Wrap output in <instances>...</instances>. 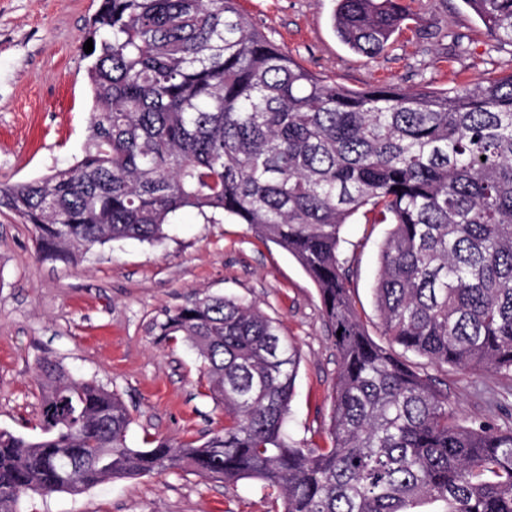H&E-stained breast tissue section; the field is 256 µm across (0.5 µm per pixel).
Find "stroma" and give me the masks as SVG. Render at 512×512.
I'll use <instances>...</instances> for the list:
<instances>
[{
    "label": "stroma",
    "mask_w": 512,
    "mask_h": 512,
    "mask_svg": "<svg viewBox=\"0 0 512 512\" xmlns=\"http://www.w3.org/2000/svg\"><path fill=\"white\" fill-rule=\"evenodd\" d=\"M411 18L377 59L336 36L337 0H239V9L303 67L350 89L394 85L446 90L512 74V47L495 44L463 0H408ZM100 0H0V184L29 181L81 159L93 100L83 46ZM387 225L342 228L355 306L379 339L373 287ZM163 241L134 239L47 261L30 225L0 212V430L40 433L43 359L118 392L132 410L127 441L208 438L224 414L207 395L195 353L160 340L166 313L207 295L257 303L294 339L300 363L289 431L313 448L331 444L336 351L319 292L286 251L231 220L180 213ZM465 420L512 424V374L436 370ZM255 480L234 485L187 469L113 479L79 495L33 494L24 512H277Z\"/></svg>",
    "instance_id": "stroma-1"
}]
</instances>
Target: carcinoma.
Here are the masks:
<instances>
[{"instance_id": "carcinoma-1", "label": "carcinoma", "mask_w": 512, "mask_h": 512, "mask_svg": "<svg viewBox=\"0 0 512 512\" xmlns=\"http://www.w3.org/2000/svg\"><path fill=\"white\" fill-rule=\"evenodd\" d=\"M463 3L512 46V0ZM407 20L405 0H338L333 27L375 59ZM89 36L83 156L1 186L0 210L32 225L45 260L159 242L185 209L285 250L317 286L336 350L331 445L286 432L296 344L255 303L209 295L158 328L196 352L224 428L131 448L123 398L45 359L42 436L0 431V512L185 467L257 480L282 512H409L422 499L512 512V429L461 423L447 390L406 358L512 372V74L453 91L350 90L304 69L237 0H101ZM358 214L390 226L373 288L387 347L350 295L341 229Z\"/></svg>"}]
</instances>
